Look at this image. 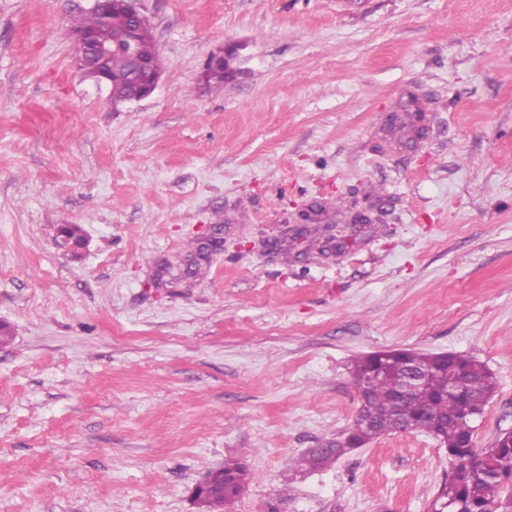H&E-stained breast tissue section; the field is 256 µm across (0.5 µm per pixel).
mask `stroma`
<instances>
[{
	"mask_svg": "<svg viewBox=\"0 0 512 512\" xmlns=\"http://www.w3.org/2000/svg\"><path fill=\"white\" fill-rule=\"evenodd\" d=\"M90 5L0 0V512H202L228 458L232 512H427L428 434L288 461L351 425L381 350L474 356L476 446L512 430V0H140L161 78L119 112L76 66ZM223 47L238 75L204 83ZM311 202L370 222L320 251L282 233ZM222 484L213 489L214 500L195 497L204 512H231L234 503L250 482V473L245 465L234 460H225L221 467Z\"/></svg>",
	"mask_w": 512,
	"mask_h": 512,
	"instance_id": "stroma-1",
	"label": "stroma"
}]
</instances>
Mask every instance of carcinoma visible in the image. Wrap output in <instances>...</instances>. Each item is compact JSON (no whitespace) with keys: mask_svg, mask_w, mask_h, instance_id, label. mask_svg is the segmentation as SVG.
Masks as SVG:
<instances>
[{"mask_svg":"<svg viewBox=\"0 0 512 512\" xmlns=\"http://www.w3.org/2000/svg\"><path fill=\"white\" fill-rule=\"evenodd\" d=\"M130 21L112 8V21L101 11L81 12L71 30L96 33L120 45ZM143 35L137 54L160 67L152 24L145 14L136 18ZM106 82L114 90L126 87L132 78L130 57L121 50L101 62ZM417 363L429 373L427 380L412 392L405 391L398 368ZM456 393L448 395V383ZM352 383L365 400V412L356 416L341 437L307 451L298 465L318 469L341 455L371 441L404 430L429 433L448 451L453 471L430 507L436 512H512V431L500 433L486 448L476 447L471 422L481 416L496 389V379L478 360L457 353H422L410 349L372 353L356 360ZM222 484L213 489V499L196 498L205 512H231L234 503L250 482L245 465L234 460L221 467Z\"/></svg>","mask_w":512,"mask_h":512,"instance_id":"1","label":"carcinoma"}]
</instances>
